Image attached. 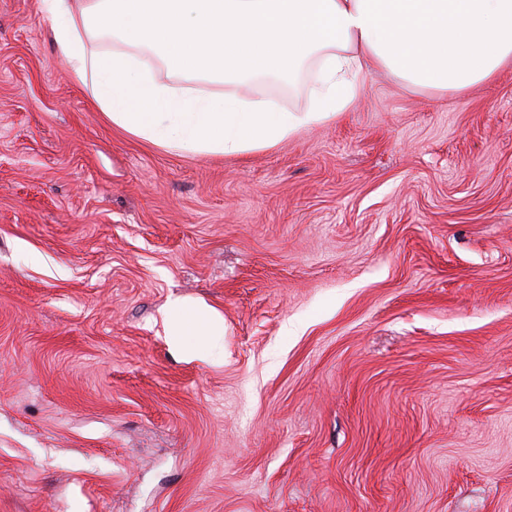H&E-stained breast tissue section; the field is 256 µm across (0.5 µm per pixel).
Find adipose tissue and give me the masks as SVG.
Returning a JSON list of instances; mask_svg holds the SVG:
<instances>
[{"mask_svg":"<svg viewBox=\"0 0 512 512\" xmlns=\"http://www.w3.org/2000/svg\"><path fill=\"white\" fill-rule=\"evenodd\" d=\"M75 82L112 127L156 146L224 156L270 149L348 111L377 64L405 86L462 92L512 60V0H42ZM118 50L90 49L93 33ZM222 84L195 96L159 80ZM313 73L310 104L286 110L244 94L265 78ZM169 336L220 340L207 306L167 316Z\"/></svg>","mask_w":512,"mask_h":512,"instance_id":"1","label":"adipose tissue"}]
</instances>
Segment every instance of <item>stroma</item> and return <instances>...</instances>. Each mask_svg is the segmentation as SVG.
<instances>
[{"label":"stroma","instance_id":"stroma-1","mask_svg":"<svg viewBox=\"0 0 512 512\" xmlns=\"http://www.w3.org/2000/svg\"><path fill=\"white\" fill-rule=\"evenodd\" d=\"M0 512H512V63L193 154L0 0ZM166 328L176 345L174 336H183L188 331L217 341L224 336V319L205 305H181L176 307L173 315L167 316Z\"/></svg>","mask_w":512,"mask_h":512}]
</instances>
